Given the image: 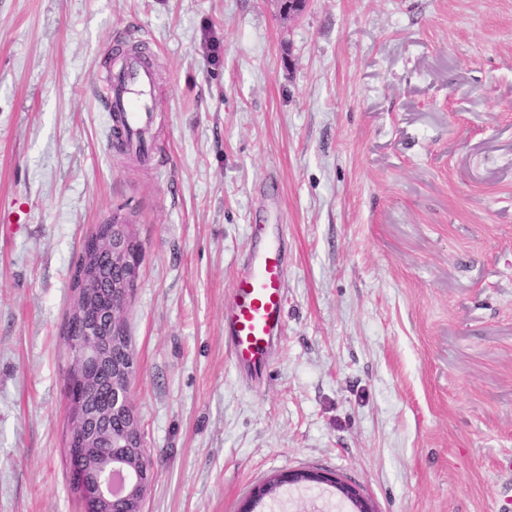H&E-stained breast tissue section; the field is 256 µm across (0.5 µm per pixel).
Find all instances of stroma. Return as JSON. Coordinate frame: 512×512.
Segmentation results:
<instances>
[{"instance_id": "35a3bbf8", "label": "stroma", "mask_w": 512, "mask_h": 512, "mask_svg": "<svg viewBox=\"0 0 512 512\" xmlns=\"http://www.w3.org/2000/svg\"><path fill=\"white\" fill-rule=\"evenodd\" d=\"M119 31L156 75L145 162L106 147ZM273 203L285 327L252 378L224 297ZM117 214L146 512H239L304 469L375 512H512V0H0V512L83 510L65 323ZM302 482L330 484L336 487V489L341 493L342 498L351 504L352 512H373L372 507L368 504V502L363 498V496L356 488L348 484L338 482L335 478L319 473L291 471L278 480V483H281L280 486L285 483L294 485Z\"/></svg>"}]
</instances>
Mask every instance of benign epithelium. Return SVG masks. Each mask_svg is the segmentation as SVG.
I'll use <instances>...</instances> for the list:
<instances>
[{
  "mask_svg": "<svg viewBox=\"0 0 512 512\" xmlns=\"http://www.w3.org/2000/svg\"><path fill=\"white\" fill-rule=\"evenodd\" d=\"M142 247L132 225L118 220L102 226L88 239V253L75 286L70 316L90 320L85 328L67 329L75 357L68 383L70 408L68 452L70 475L83 512H144L153 478L132 402L134 358L126 341L124 311L139 277ZM112 358V385L107 399L95 403L102 390L104 360ZM330 484L352 506V512H373L360 492L336 479L312 472L291 471L281 484ZM273 489L259 487L240 512H256Z\"/></svg>",
  "mask_w": 512,
  "mask_h": 512,
  "instance_id": "obj_1",
  "label": "benign epithelium"
}]
</instances>
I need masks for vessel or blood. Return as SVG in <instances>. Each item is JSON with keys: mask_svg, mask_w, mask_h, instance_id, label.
Wrapping results in <instances>:
<instances>
[{"mask_svg": "<svg viewBox=\"0 0 512 512\" xmlns=\"http://www.w3.org/2000/svg\"><path fill=\"white\" fill-rule=\"evenodd\" d=\"M154 85V70L139 54H125L113 68L102 99L110 127L120 132L110 139V149L150 157ZM247 230L250 248L230 285L224 336L236 369L257 374L266 369L274 342L284 329L288 261L279 224H251Z\"/></svg>", "mask_w": 512, "mask_h": 512, "instance_id": "vessel-or-blood-1", "label": "vessel or blood"}]
</instances>
